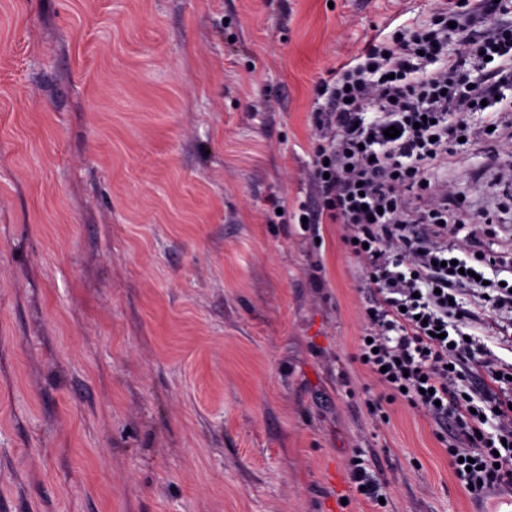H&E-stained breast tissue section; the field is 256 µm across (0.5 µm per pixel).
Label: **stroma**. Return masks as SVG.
<instances>
[{
    "label": "stroma",
    "instance_id": "obj_1",
    "mask_svg": "<svg viewBox=\"0 0 512 512\" xmlns=\"http://www.w3.org/2000/svg\"><path fill=\"white\" fill-rule=\"evenodd\" d=\"M439 4L0 0V512H470L356 358L342 225L292 217L319 83ZM443 176L498 207L512 137ZM459 302L512 371V309Z\"/></svg>",
    "mask_w": 512,
    "mask_h": 512
}]
</instances>
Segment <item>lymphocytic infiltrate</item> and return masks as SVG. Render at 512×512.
Returning a JSON list of instances; mask_svg holds the SVG:
<instances>
[{
	"instance_id": "1",
	"label": "lymphocytic infiltrate",
	"mask_w": 512,
	"mask_h": 512,
	"mask_svg": "<svg viewBox=\"0 0 512 512\" xmlns=\"http://www.w3.org/2000/svg\"><path fill=\"white\" fill-rule=\"evenodd\" d=\"M504 10L502 0H451L431 25L369 41L362 61L334 71L320 87L326 104L316 119L318 203L299 208L308 223L328 218L348 228L376 290L357 357L391 399L421 406L438 424L454 422L449 465L477 501L512 483V405L489 399L478 407L458 389L468 372L481 368L493 378L498 369L457 328L463 308L455 299L482 268H511L512 247L484 252L491 219L482 215L465 257L447 267L448 227L464 217L458 191L433 172L447 165L450 143L468 138L467 113L496 111L512 83V21H500ZM452 35L459 38L453 57L445 53ZM469 61L477 78L464 70ZM369 112L374 121H366ZM391 127L397 137L386 136ZM491 414L500 420L493 438L480 433Z\"/></svg>"
}]
</instances>
